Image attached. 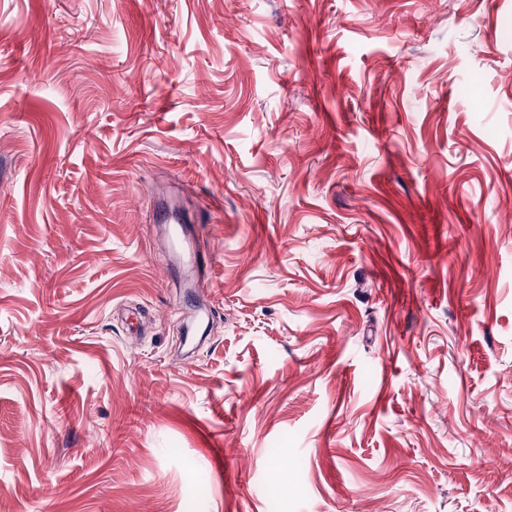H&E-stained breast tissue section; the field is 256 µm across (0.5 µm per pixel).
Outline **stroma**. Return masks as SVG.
Returning a JSON list of instances; mask_svg holds the SVG:
<instances>
[{
	"mask_svg": "<svg viewBox=\"0 0 512 512\" xmlns=\"http://www.w3.org/2000/svg\"><path fill=\"white\" fill-rule=\"evenodd\" d=\"M0 512H512V0H0ZM196 236V225H180L179 230L172 239V248L191 270H198L200 267L210 269L211 264L208 266L204 263L202 254L197 252L193 247H190L192 238H196Z\"/></svg>",
	"mask_w": 512,
	"mask_h": 512,
	"instance_id": "35a3bbf8",
	"label": "stroma"
}]
</instances>
